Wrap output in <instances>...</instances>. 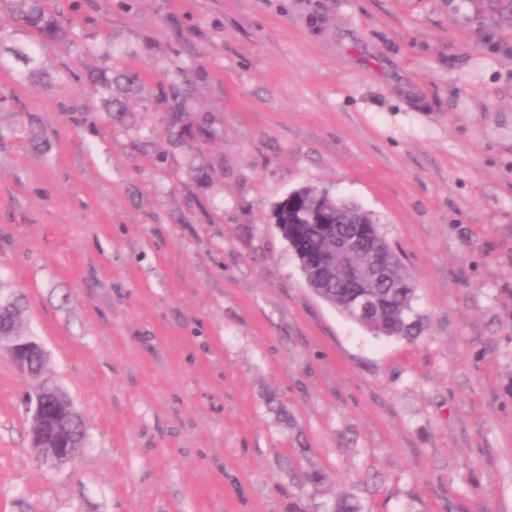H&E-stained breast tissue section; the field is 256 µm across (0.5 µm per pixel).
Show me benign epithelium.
<instances>
[{"mask_svg":"<svg viewBox=\"0 0 512 512\" xmlns=\"http://www.w3.org/2000/svg\"><path fill=\"white\" fill-rule=\"evenodd\" d=\"M324 235L335 242L329 252L316 255L306 264L307 273L318 274L326 270L336 255L349 258L355 249L362 247L355 232L342 235L336 231V225H322ZM387 277V266L381 256H375L366 266H351L346 282L352 288H364L372 281H381ZM353 312L357 316H369L373 312L371 298L365 293H357L352 299ZM8 353L12 363L20 374L39 382L40 365L45 358V350L40 342L31 336H13L9 340ZM78 415L72 400L64 392H59L50 402L35 407L30 415L29 434L31 447L42 460L55 465H64L74 457V434L59 422L60 414Z\"/></svg>","mask_w":512,"mask_h":512,"instance_id":"benign-epithelium-1","label":"benign epithelium"}]
</instances>
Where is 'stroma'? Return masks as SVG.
<instances>
[{"mask_svg": "<svg viewBox=\"0 0 512 512\" xmlns=\"http://www.w3.org/2000/svg\"><path fill=\"white\" fill-rule=\"evenodd\" d=\"M46 6L68 43L0 12L46 74L0 67V288L86 437L37 459L0 342V512H512V0ZM182 71L208 136L169 131ZM304 185L379 218L418 335L305 287L269 221Z\"/></svg>", "mask_w": 512, "mask_h": 512, "instance_id": "obj_1", "label": "stroma"}]
</instances>
